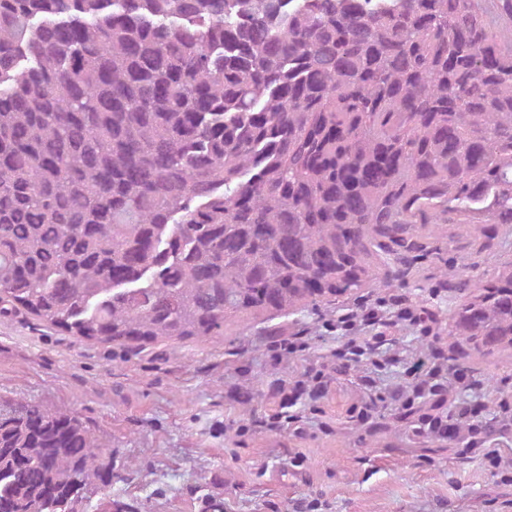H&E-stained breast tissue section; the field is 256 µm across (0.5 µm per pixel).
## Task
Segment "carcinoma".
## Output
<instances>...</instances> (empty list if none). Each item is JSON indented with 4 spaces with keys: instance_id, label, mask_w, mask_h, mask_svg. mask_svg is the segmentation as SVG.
Segmentation results:
<instances>
[{
    "instance_id": "carcinoma-1",
    "label": "carcinoma",
    "mask_w": 512,
    "mask_h": 512,
    "mask_svg": "<svg viewBox=\"0 0 512 512\" xmlns=\"http://www.w3.org/2000/svg\"><path fill=\"white\" fill-rule=\"evenodd\" d=\"M415 224H512V0H0V316L222 336L389 285ZM450 334L512 348V267ZM105 455L0 398V512H87Z\"/></svg>"
}]
</instances>
